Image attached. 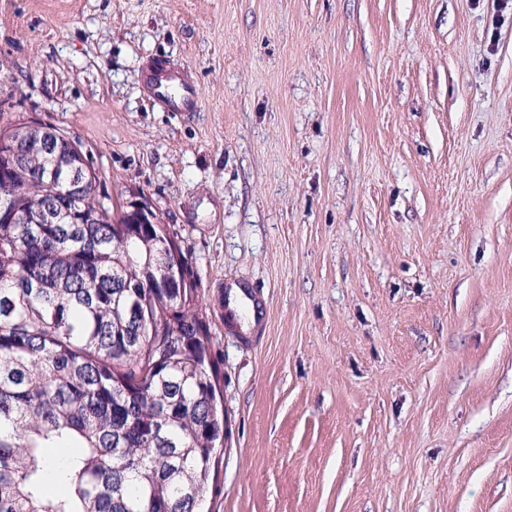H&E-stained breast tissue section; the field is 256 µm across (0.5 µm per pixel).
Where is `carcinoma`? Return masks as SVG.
Listing matches in <instances>:
<instances>
[{"label": "carcinoma", "instance_id": "1", "mask_svg": "<svg viewBox=\"0 0 512 512\" xmlns=\"http://www.w3.org/2000/svg\"><path fill=\"white\" fill-rule=\"evenodd\" d=\"M49 128L0 129V512H200L225 422L197 285L169 225L96 201Z\"/></svg>", "mask_w": 512, "mask_h": 512}]
</instances>
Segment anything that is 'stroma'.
I'll return each mask as SVG.
<instances>
[{"instance_id": "1", "label": "stroma", "mask_w": 512, "mask_h": 512, "mask_svg": "<svg viewBox=\"0 0 512 512\" xmlns=\"http://www.w3.org/2000/svg\"><path fill=\"white\" fill-rule=\"evenodd\" d=\"M159 60L195 111L149 102ZM0 101L178 235L227 419L205 512H512V11L0 0Z\"/></svg>"}]
</instances>
